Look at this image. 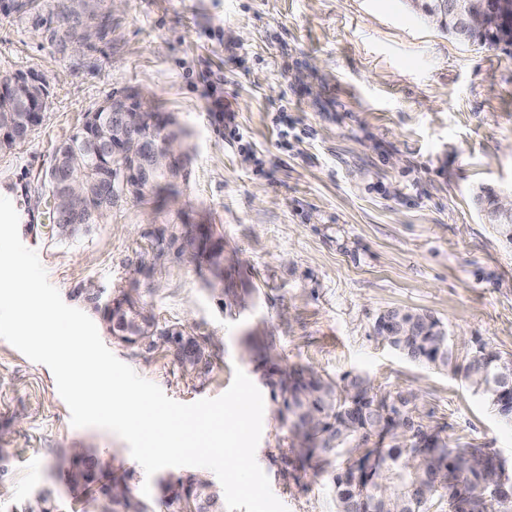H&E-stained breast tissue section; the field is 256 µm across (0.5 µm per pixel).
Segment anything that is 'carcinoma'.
<instances>
[{"instance_id":"1","label":"carcinoma","mask_w":512,"mask_h":512,"mask_svg":"<svg viewBox=\"0 0 512 512\" xmlns=\"http://www.w3.org/2000/svg\"><path fill=\"white\" fill-rule=\"evenodd\" d=\"M174 182L158 175L139 199L157 194ZM497 194L483 190L476 196L479 211L488 223L495 211ZM112 214V200L96 194L84 202L80 223L58 228L75 229L94 224V211ZM210 235L195 243L189 235L159 231L151 240L154 265L182 260L193 253L207 259L214 277H224L220 254L207 248ZM77 294L101 313L112 338L126 344L165 345L175 349L184 365L194 368L203 353L194 336L176 325L160 328L154 318L136 308L130 294L101 303V292L80 288ZM374 331L383 342L413 362L446 367L451 353L444 325L427 312L391 309L379 315ZM265 384L277 404V415L288 427L290 443L282 452L299 459L336 452L341 458L332 478L337 512H383L377 500L388 493L401 512H432L442 501L465 504L463 512H512V496L497 494L488 482L495 459L477 448H451L436 428L423 422L411 408V397L398 394L379 397L365 378L346 376L342 384L314 373L292 376L276 364L266 368ZM465 378L489 400L504 420H512V358L484 344L478 345L465 366ZM56 471L64 475L83 508L96 512H220L219 493L207 479L192 475L158 481L159 494L149 503L138 496L129 475L110 458H98L83 450L61 456ZM17 512H63L52 491L42 489L21 504Z\"/></svg>"}]
</instances>
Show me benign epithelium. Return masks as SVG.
<instances>
[{
  "label": "benign epithelium",
  "mask_w": 512,
  "mask_h": 512,
  "mask_svg": "<svg viewBox=\"0 0 512 512\" xmlns=\"http://www.w3.org/2000/svg\"><path fill=\"white\" fill-rule=\"evenodd\" d=\"M66 15L77 19L82 44L97 32L84 12L70 6ZM454 18L470 42L512 44V0H434L427 21L445 25ZM13 100L16 107L0 106V142L19 140L41 123L48 106V92L38 75L19 73L0 83V101ZM84 122L95 125L94 133L79 138L70 146L68 158L80 163V171L93 174L90 182L78 179L77 171L67 164L50 163L43 179L49 184L55 221L78 213V204L101 183L112 186L117 198L134 186H140L150 173L164 171L179 177L186 148L179 139L166 136V121L145 109L141 102L113 98L86 115Z\"/></svg>",
  "instance_id": "1"
}]
</instances>
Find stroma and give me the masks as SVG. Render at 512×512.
<instances>
[{"instance_id": "35a3bbf8", "label": "stroma", "mask_w": 512, "mask_h": 512, "mask_svg": "<svg viewBox=\"0 0 512 512\" xmlns=\"http://www.w3.org/2000/svg\"><path fill=\"white\" fill-rule=\"evenodd\" d=\"M61 0L0 13V80L39 74L50 105L22 146L0 151V195L19 214L69 306L95 283L127 291L159 325L177 324L204 352L185 371L176 351L103 342L171 399L222 395L242 369L265 397L256 460L288 512H336L332 469L284 463L252 342L281 369L334 382L365 377L373 392L413 393L416 412L453 448H479L512 476V424L465 379L476 342L512 356V240L475 204L512 193V45L464 44L404 0H97L102 38L51 41ZM223 95L215 123L202 92ZM112 97L176 120L188 162L178 193L124 197L107 223L61 235L42 175L57 145ZM213 225L229 289L207 264L152 271V232ZM411 308L438 318L451 361L412 362L374 333L376 318ZM73 448L112 458L143 485L118 435L76 428L53 372L0 339V512L38 490L74 498L55 476Z\"/></svg>"}]
</instances>
